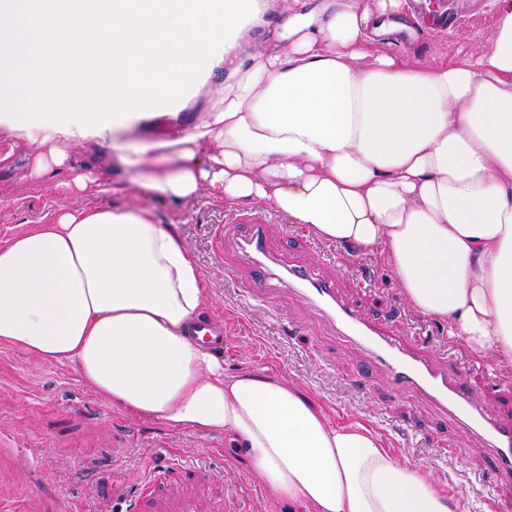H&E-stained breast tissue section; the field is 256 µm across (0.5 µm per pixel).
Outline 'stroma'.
<instances>
[{
	"mask_svg": "<svg viewBox=\"0 0 512 512\" xmlns=\"http://www.w3.org/2000/svg\"><path fill=\"white\" fill-rule=\"evenodd\" d=\"M497 17L493 0H472L468 18L445 32L422 29L407 42L387 35L365 49L420 60L437 53L453 58L488 41ZM217 93L216 84L204 86L183 110L144 122L135 138H162L197 122ZM5 151L12 158L0 168V244L41 223L47 212L100 206L93 195L60 194L31 177L33 145L0 126ZM115 201L151 209L157 223L179 224L206 281V311L224 319L230 331L219 353L225 373L248 370L293 380L330 424H362L394 459L431 468L454 512H512V498L492 492L496 478L483 444L416 394L391 393L385 370L372 365L355 342L337 336L307 301L279 288L271 307L246 306L240 290L247 280L217 256V235L243 218L259 219L284 260L302 252L299 225L270 208L233 206L207 195L177 203L132 191ZM329 248L338 256L340 286L359 310L373 316L399 307L411 326L447 340V325L405 301L377 251L335 242ZM283 318L299 324L303 336L285 337ZM468 380L478 397L504 389L496 407L512 411V371L485 358ZM188 498L199 512H288L257 482L249 459L233 452L223 432L139 416L95 393L73 364H47L0 344V512H180Z\"/></svg>",
	"mask_w": 512,
	"mask_h": 512,
	"instance_id": "1",
	"label": "stroma"
}]
</instances>
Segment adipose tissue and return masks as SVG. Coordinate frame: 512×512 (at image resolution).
Listing matches in <instances>:
<instances>
[{
  "mask_svg": "<svg viewBox=\"0 0 512 512\" xmlns=\"http://www.w3.org/2000/svg\"><path fill=\"white\" fill-rule=\"evenodd\" d=\"M490 41L424 61L369 54L406 0H258L210 77L202 119L128 145L137 118L85 138L42 128L33 174L105 197L131 182L176 202L269 206L318 237L380 250L405 300L512 369V0ZM108 146L114 178L75 166ZM208 303L178 224L129 205L55 211L0 244V344L72 363L147 418L220 430L257 480L303 512H450L432 471L365 426L329 424L288 378L223 363L188 334Z\"/></svg>",
  "mask_w": 512,
  "mask_h": 512,
  "instance_id": "obj_1",
  "label": "adipose tissue"
}]
</instances>
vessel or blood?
I'll use <instances>...</instances> for the list:
<instances>
[{
    "label": "vessel or blood",
    "mask_w": 512,
    "mask_h": 512,
    "mask_svg": "<svg viewBox=\"0 0 512 512\" xmlns=\"http://www.w3.org/2000/svg\"><path fill=\"white\" fill-rule=\"evenodd\" d=\"M216 251L232 268L244 267L260 278H269L270 251L267 227L228 224L218 236ZM286 271L299 294L316 304L340 332L363 344L388 371L394 391L412 390L487 445L498 480L512 491V417L494 413L478 403L467 381L465 366L452 362L446 344L434 342L411 330L397 316L372 320L347 301L334 276L295 262Z\"/></svg>",
    "instance_id": "b4317fda"
}]
</instances>
